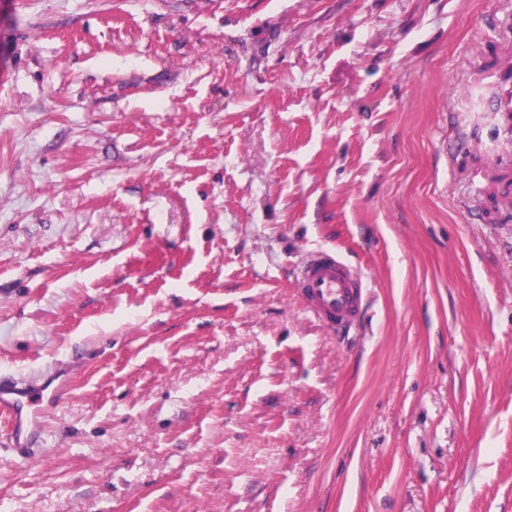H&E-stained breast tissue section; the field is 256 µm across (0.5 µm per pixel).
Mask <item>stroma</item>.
I'll list each match as a JSON object with an SVG mask.
<instances>
[{
	"label": "stroma",
	"instance_id": "35a3bbf8",
	"mask_svg": "<svg viewBox=\"0 0 512 512\" xmlns=\"http://www.w3.org/2000/svg\"><path fill=\"white\" fill-rule=\"evenodd\" d=\"M512 0H0V512H512ZM331 251L361 314L295 286ZM490 112L500 117L495 127L492 145L487 148L497 156L512 157V75L505 70L497 79L493 96L490 97ZM62 399L61 385L55 384V380L45 379L35 386L0 380V415L11 423L10 441L18 448H26L41 426L45 407L58 405Z\"/></svg>",
	"mask_w": 512,
	"mask_h": 512
}]
</instances>
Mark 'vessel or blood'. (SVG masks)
Segmentation results:
<instances>
[{
	"label": "vessel or blood",
	"mask_w": 512,
	"mask_h": 512,
	"mask_svg": "<svg viewBox=\"0 0 512 512\" xmlns=\"http://www.w3.org/2000/svg\"><path fill=\"white\" fill-rule=\"evenodd\" d=\"M490 110L498 118L490 151L512 156V74L505 72L497 79ZM297 286L306 307L324 322L343 325L356 318L358 278L335 257L325 253L310 256L302 266ZM62 399L61 386L49 380L35 386L0 382V415L11 423L10 441L16 447H27L41 426L46 406Z\"/></svg>",
	"instance_id": "vessel-or-blood-1"
}]
</instances>
